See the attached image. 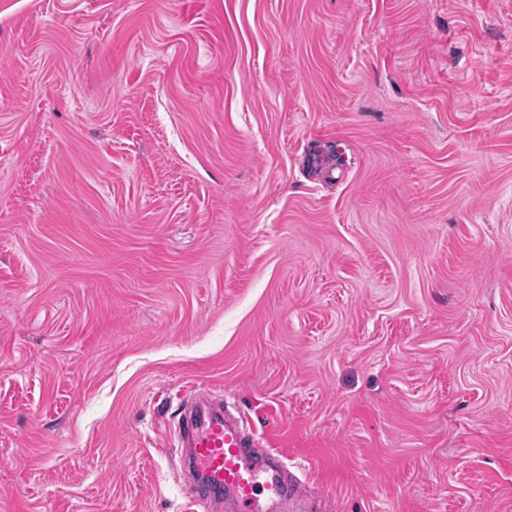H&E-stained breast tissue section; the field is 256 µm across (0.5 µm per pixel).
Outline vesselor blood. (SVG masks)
Returning <instances> with one entry per match:
<instances>
[{
	"instance_id": "b4317fda",
	"label": "vessel or blood",
	"mask_w": 512,
	"mask_h": 512,
	"mask_svg": "<svg viewBox=\"0 0 512 512\" xmlns=\"http://www.w3.org/2000/svg\"><path fill=\"white\" fill-rule=\"evenodd\" d=\"M190 500L209 512H306L310 497L282 462L255 447L237 416L212 391L186 403L177 431Z\"/></svg>"
}]
</instances>
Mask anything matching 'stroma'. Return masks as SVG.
<instances>
[{
	"mask_svg": "<svg viewBox=\"0 0 512 512\" xmlns=\"http://www.w3.org/2000/svg\"><path fill=\"white\" fill-rule=\"evenodd\" d=\"M200 390L316 512H512V0H0V512H208Z\"/></svg>",
	"mask_w": 512,
	"mask_h": 512,
	"instance_id": "stroma-1",
	"label": "stroma"
}]
</instances>
